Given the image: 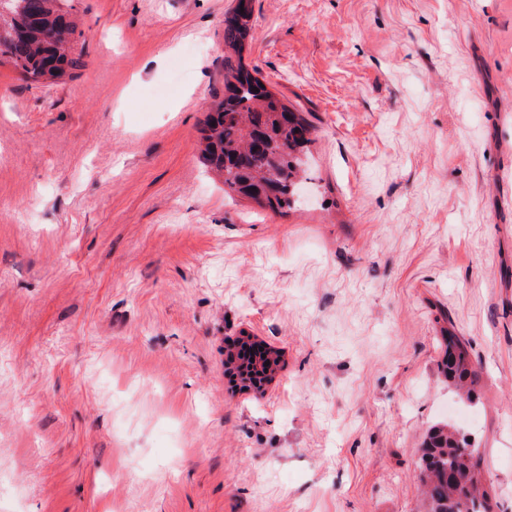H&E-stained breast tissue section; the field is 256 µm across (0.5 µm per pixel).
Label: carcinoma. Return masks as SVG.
I'll return each instance as SVG.
<instances>
[{
	"label": "carcinoma",
	"instance_id": "cac0c4a2",
	"mask_svg": "<svg viewBox=\"0 0 512 512\" xmlns=\"http://www.w3.org/2000/svg\"><path fill=\"white\" fill-rule=\"evenodd\" d=\"M68 0H0V64H10L32 83L63 84L83 66L70 37L75 24ZM253 0H236L224 15V45L242 52L249 36ZM316 130L309 113L286 106L242 63L224 58V98L209 112L200 151L224 179V192L248 197L279 212L295 204L302 159ZM441 371L461 397L473 401L475 371L465 342L451 330L442 337ZM248 366L226 367L244 389L271 379L280 352L271 347ZM427 512H494L493 487L483 474L480 449L461 424L439 422L427 434L420 459Z\"/></svg>",
	"mask_w": 512,
	"mask_h": 512
}]
</instances>
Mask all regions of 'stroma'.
<instances>
[{
    "mask_svg": "<svg viewBox=\"0 0 512 512\" xmlns=\"http://www.w3.org/2000/svg\"><path fill=\"white\" fill-rule=\"evenodd\" d=\"M70 3L72 80L0 65V512H426L443 420L512 512V0H255L243 63L317 127L282 212L197 149L234 0ZM446 336H442L444 356L441 371L448 384L460 391L461 397L468 402L474 399L473 388L475 371L465 342L448 327ZM265 354V358H262ZM280 352L276 349L268 347L261 353V355L249 362V365L244 368L241 362H236L233 367L225 361L226 371L228 376L234 380H239L243 389H256L259 390L264 385L265 381L271 379L272 374L280 362ZM269 361V365L265 366V362Z\"/></svg>",
    "mask_w": 512,
    "mask_h": 512,
    "instance_id": "35a3bbf8",
    "label": "stroma"
}]
</instances>
